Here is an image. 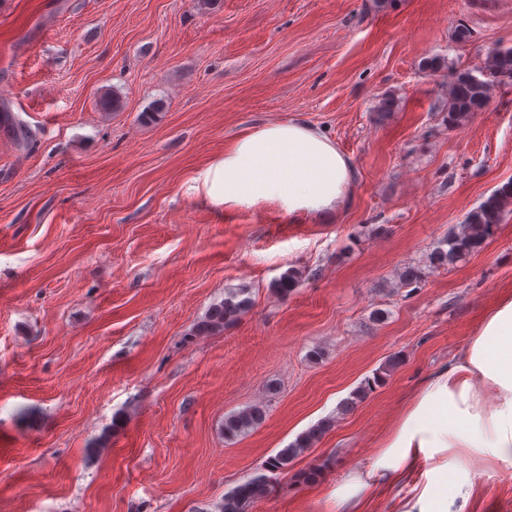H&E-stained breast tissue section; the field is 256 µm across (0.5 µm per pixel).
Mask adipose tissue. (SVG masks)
Here are the masks:
<instances>
[{
	"label": "adipose tissue",
	"mask_w": 512,
	"mask_h": 512,
	"mask_svg": "<svg viewBox=\"0 0 512 512\" xmlns=\"http://www.w3.org/2000/svg\"><path fill=\"white\" fill-rule=\"evenodd\" d=\"M353 164L328 137L302 121L269 123L234 139L209 178L225 208L275 202L318 218L349 202ZM490 457L512 468V294L484 315L455 362L426 379L380 444L375 462L339 488L350 502L377 484L400 482L413 494L404 512H451L468 501L472 479L452 481L443 454Z\"/></svg>",
	"instance_id": "1"
}]
</instances>
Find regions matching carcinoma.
<instances>
[{"mask_svg": "<svg viewBox=\"0 0 512 512\" xmlns=\"http://www.w3.org/2000/svg\"><path fill=\"white\" fill-rule=\"evenodd\" d=\"M512 71V48L494 49L489 55L486 71L476 75L468 70H460L452 75L448 87V121L455 122L474 112L482 111L489 103L491 87L497 74ZM512 207V182L495 190L488 198L471 210L462 224L451 231L428 257L429 264L435 268L454 265L464 256L477 251L485 240L492 236L502 222L503 215ZM300 276L294 270L283 273L274 283V289L286 298L298 287ZM252 304L249 288H234L227 291L224 300L214 305L196 330L211 333L224 329V326L236 321ZM384 382L381 373H376L373 381L365 382L355 390L349 399L340 405V412L350 411L371 387ZM265 410L252 406L224 417V436L231 439L258 427L264 420ZM332 420L321 421L280 449L271 457L266 471L276 474L293 468L295 461L312 448L329 430ZM274 479L262 474L253 477L228 493L216 506V512H248L250 505L267 497L273 488Z\"/></svg>", "mask_w": 512, "mask_h": 512, "instance_id": "1", "label": "carcinoma"}]
</instances>
